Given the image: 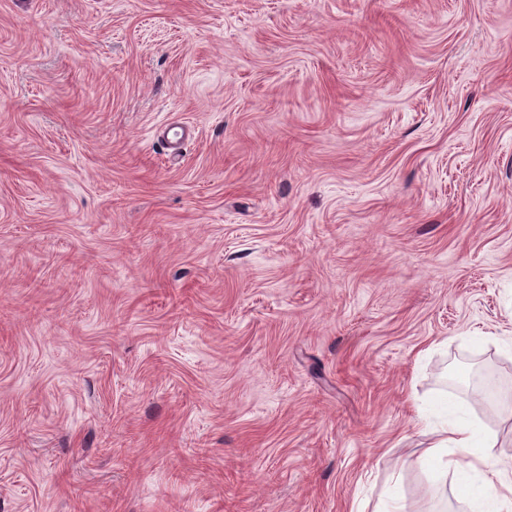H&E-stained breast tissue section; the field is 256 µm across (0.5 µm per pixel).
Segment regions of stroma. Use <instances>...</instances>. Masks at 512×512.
<instances>
[{"label":"stroma","instance_id":"obj_1","mask_svg":"<svg viewBox=\"0 0 512 512\" xmlns=\"http://www.w3.org/2000/svg\"><path fill=\"white\" fill-rule=\"evenodd\" d=\"M490 388L512 0H0V512H438Z\"/></svg>","mask_w":512,"mask_h":512}]
</instances>
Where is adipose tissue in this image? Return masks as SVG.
<instances>
[{"mask_svg":"<svg viewBox=\"0 0 512 512\" xmlns=\"http://www.w3.org/2000/svg\"><path fill=\"white\" fill-rule=\"evenodd\" d=\"M433 411L440 415L441 421L425 426L429 444L421 460L434 492L446 493L448 457L458 455L466 459L471 477L458 484L457 492L468 500L472 512H487L492 504L497 512H512V480L491 466L490 451L496 445L495 436L460 406L443 403L435 405Z\"/></svg>","mask_w":512,"mask_h":512,"instance_id":"adipose-tissue-1","label":"adipose tissue"}]
</instances>
